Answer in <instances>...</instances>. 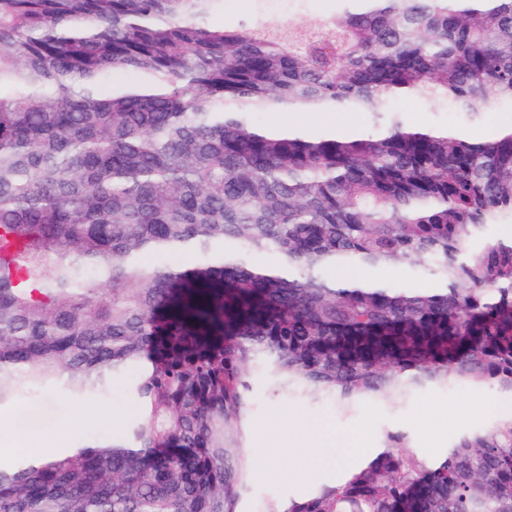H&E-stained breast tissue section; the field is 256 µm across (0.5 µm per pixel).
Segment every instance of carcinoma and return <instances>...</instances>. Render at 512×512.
<instances>
[{
	"instance_id": "carcinoma-1",
	"label": "carcinoma",
	"mask_w": 512,
	"mask_h": 512,
	"mask_svg": "<svg viewBox=\"0 0 512 512\" xmlns=\"http://www.w3.org/2000/svg\"><path fill=\"white\" fill-rule=\"evenodd\" d=\"M219 2L0 0V406L101 396L133 368L139 411L0 467V512H238L257 363L346 402L512 394V241L472 245L512 215V129L479 141L398 107L512 104V0H336L317 30L216 23ZM292 112L368 130L261 123ZM388 266L443 287L325 278ZM404 441L265 512H512V418L434 463ZM275 118H280L286 121H289L292 124L297 126L317 130L322 128V125L329 120L328 123L324 125L325 130L335 131V132H345L348 134H356L357 131L354 127H340L336 123L339 124H354L359 128V131H363L366 129V124L359 114L354 113H342V112H331L328 114H279V115H267L264 117V121L267 124H270ZM336 121H335V120Z\"/></svg>"
}]
</instances>
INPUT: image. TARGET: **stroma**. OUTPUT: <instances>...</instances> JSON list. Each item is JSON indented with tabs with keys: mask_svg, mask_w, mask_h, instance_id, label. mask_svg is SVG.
Returning a JSON list of instances; mask_svg holds the SVG:
<instances>
[{
	"mask_svg": "<svg viewBox=\"0 0 512 512\" xmlns=\"http://www.w3.org/2000/svg\"><path fill=\"white\" fill-rule=\"evenodd\" d=\"M333 9L332 0H224L214 20L220 23L250 15L266 22L313 28ZM248 379L252 409L241 443L249 476L239 512H263L270 501L285 506L308 496L312 489L342 483L338 464L310 467L291 452L289 421L322 425L337 436L357 434L374 448L384 446L387 432L400 431L406 436L408 451L436 461L462 434L512 416V395L490 387L418 388L394 403L362 399L345 409L333 397L279 391L258 365L249 369ZM0 414H17L47 428L66 420L62 436L68 445L77 446L120 431L134 416L135 407L125 380L120 379L103 399L76 401L59 392L22 398L0 407Z\"/></svg>",
	"mask_w": 512,
	"mask_h": 512,
	"instance_id": "1",
	"label": "stroma"
}]
</instances>
